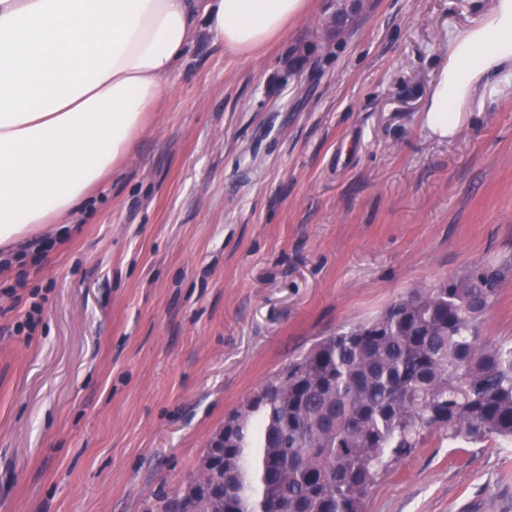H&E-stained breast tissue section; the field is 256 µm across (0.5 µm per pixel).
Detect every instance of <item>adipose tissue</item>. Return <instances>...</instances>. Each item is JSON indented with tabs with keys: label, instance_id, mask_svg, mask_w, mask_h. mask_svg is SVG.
I'll return each mask as SVG.
<instances>
[{
	"label": "adipose tissue",
	"instance_id": "1",
	"mask_svg": "<svg viewBox=\"0 0 512 512\" xmlns=\"http://www.w3.org/2000/svg\"><path fill=\"white\" fill-rule=\"evenodd\" d=\"M308 0H0V247L76 211L161 111L199 30L249 56ZM512 70V0L452 36L425 108L446 138L480 81Z\"/></svg>",
	"mask_w": 512,
	"mask_h": 512
}]
</instances>
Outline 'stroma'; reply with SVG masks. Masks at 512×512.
<instances>
[{
  "instance_id": "1",
  "label": "stroma",
  "mask_w": 512,
  "mask_h": 512,
  "mask_svg": "<svg viewBox=\"0 0 512 512\" xmlns=\"http://www.w3.org/2000/svg\"><path fill=\"white\" fill-rule=\"evenodd\" d=\"M491 2L369 0L293 75L325 0L253 58L196 36L76 226L0 253V512H147L301 351L512 252V76L423 122ZM480 332L512 341V281ZM363 512H512V448L431 439Z\"/></svg>"
}]
</instances>
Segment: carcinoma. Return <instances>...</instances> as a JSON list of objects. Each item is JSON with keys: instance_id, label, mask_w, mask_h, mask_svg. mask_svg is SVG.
Segmentation results:
<instances>
[{"instance_id": "1", "label": "carcinoma", "mask_w": 512, "mask_h": 512, "mask_svg": "<svg viewBox=\"0 0 512 512\" xmlns=\"http://www.w3.org/2000/svg\"><path fill=\"white\" fill-rule=\"evenodd\" d=\"M511 277L512 256L474 262L324 337L225 418L212 475L148 512H362L434 435L512 442V345L479 336Z\"/></svg>"}]
</instances>
